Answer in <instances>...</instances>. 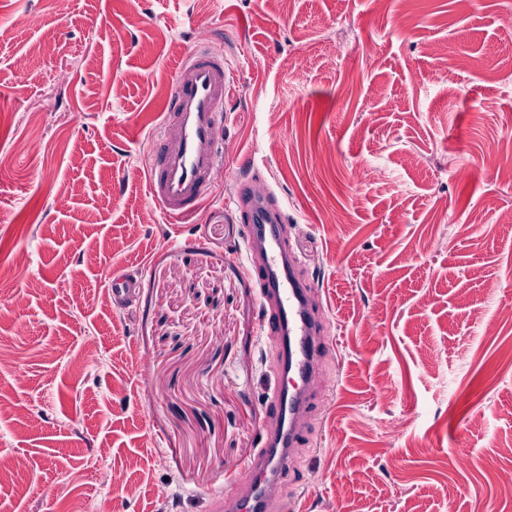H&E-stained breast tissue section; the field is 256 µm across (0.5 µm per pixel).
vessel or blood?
Masks as SVG:
<instances>
[{"label": "vessel or blood", "instance_id": "obj_1", "mask_svg": "<svg viewBox=\"0 0 512 512\" xmlns=\"http://www.w3.org/2000/svg\"><path fill=\"white\" fill-rule=\"evenodd\" d=\"M232 80L223 58L200 46L176 71L159 127L158 155L147 174L148 194L170 222L192 216L216 180L224 96ZM240 217L248 270L261 300L260 330L276 343L277 382L266 403L269 424L261 447L242 473L230 476L235 492L225 498L224 512H272L264 486L294 468V451L307 437L308 384L329 346L312 309L310 282L283 234L287 212L269 201L252 200ZM139 284V279L113 271V300H129Z\"/></svg>", "mask_w": 512, "mask_h": 512}]
</instances>
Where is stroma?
<instances>
[{
	"mask_svg": "<svg viewBox=\"0 0 512 512\" xmlns=\"http://www.w3.org/2000/svg\"><path fill=\"white\" fill-rule=\"evenodd\" d=\"M198 43L234 81L214 200L171 224L147 168ZM241 184L330 346L270 500L512 512V0H0V512L233 494L276 383ZM139 284V279L131 277L128 273H123L121 270H114L112 278L109 280L108 288H110L113 300L127 301L135 295Z\"/></svg>",
	"mask_w": 512,
	"mask_h": 512,
	"instance_id": "stroma-1",
	"label": "stroma"
}]
</instances>
